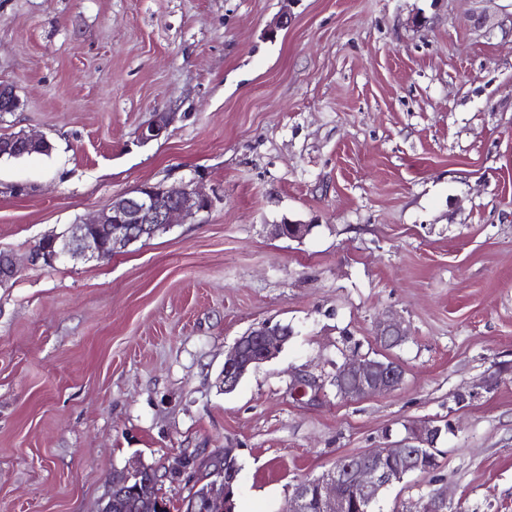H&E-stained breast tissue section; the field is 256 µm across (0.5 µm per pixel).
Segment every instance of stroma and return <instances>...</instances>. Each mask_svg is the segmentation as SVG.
<instances>
[{"label":"stroma","instance_id":"stroma-1","mask_svg":"<svg viewBox=\"0 0 512 512\" xmlns=\"http://www.w3.org/2000/svg\"><path fill=\"white\" fill-rule=\"evenodd\" d=\"M0 81L20 98L0 135L53 145L0 159V250L192 169L214 197L0 285V512H97L139 464L177 512L226 457L236 512H281L424 421L438 469L376 512L434 489L512 512V0H0ZM285 221L311 230L273 237ZM384 314L409 332L390 350ZM266 322L288 342L224 392L225 350ZM357 355L398 361L402 387L294 395L292 373ZM408 335L404 322L396 316H381L375 322V338L379 343L393 340L401 344L408 339Z\"/></svg>","mask_w":512,"mask_h":512}]
</instances>
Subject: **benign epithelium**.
Wrapping results in <instances>:
<instances>
[{"mask_svg":"<svg viewBox=\"0 0 512 512\" xmlns=\"http://www.w3.org/2000/svg\"><path fill=\"white\" fill-rule=\"evenodd\" d=\"M18 107L15 86L0 82V112H14ZM168 124L169 117L159 115L154 124L141 128L139 139L149 142L159 138ZM51 149L52 144L43 136L17 133L0 139V159ZM202 181L201 173L194 170L171 185L148 184L115 196L109 207L89 219L44 237L26 261L50 266L65 259L102 261L122 253L141 240L210 210L214 199L203 189ZM309 231L310 225L298 221L273 225L274 235L280 238L301 239ZM19 270L20 261L14 254L0 253L1 284L14 279ZM290 336L280 324L262 323L238 337L224 358V392L234 390L250 369L274 358ZM375 338L401 344L408 339V331L401 319L385 315L375 322ZM404 375L402 365L388 357H355L339 367L328 382L295 372L290 386L307 398V404L314 405L327 383L335 388L336 397L348 401L394 391L402 385ZM441 433L442 426L424 422L410 428L407 436L395 444L339 458L320 476L298 483L285 512H349L353 502L366 512L377 502L381 490L420 468L423 455L436 451ZM237 474L238 469L228 459L214 466L204 489L182 499L180 512H229L225 488L235 483ZM159 480L158 472L148 466L117 472L100 512H114L126 503L133 506V512H170L161 496L145 492Z\"/></svg>","mask_w":512,"mask_h":512,"instance_id":"obj_1","label":"benign epithelium"}]
</instances>
